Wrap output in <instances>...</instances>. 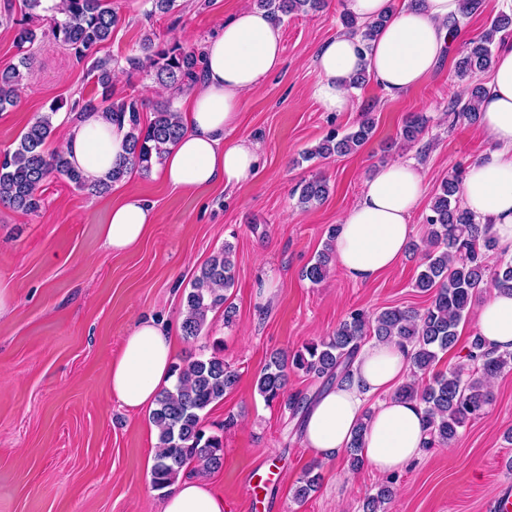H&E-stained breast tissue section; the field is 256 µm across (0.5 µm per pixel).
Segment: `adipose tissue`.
I'll return each instance as SVG.
<instances>
[{
    "instance_id": "obj_1",
    "label": "adipose tissue",
    "mask_w": 512,
    "mask_h": 512,
    "mask_svg": "<svg viewBox=\"0 0 512 512\" xmlns=\"http://www.w3.org/2000/svg\"><path fill=\"white\" fill-rule=\"evenodd\" d=\"M460 14V0H419L396 10L389 24L364 48L359 37L342 32L317 51L312 98L327 112L354 108L350 82L367 71L391 97L425 82L450 39L447 24ZM284 47L280 26L265 11L239 9L201 48V77L182 113L183 136L155 175L191 192L215 183L231 189L257 172L258 143L232 139L246 95L276 71ZM479 131L490 144L488 160L472 164L459 194L470 211L487 220L497 250L512 255V43L498 50L487 92L479 104ZM128 122L84 113L67 127L60 149L89 182L106 180L129 152ZM425 174L411 161L380 166L364 183L361 198L339 220L336 261L352 280L367 283L395 268L407 250L412 213L424 193ZM156 219L150 202L136 193L114 205L101 227L105 249L134 247ZM475 326L486 347L512 352V294L492 290L477 307ZM174 341L170 324L140 318L108 368L111 397L132 412L153 409L173 376ZM410 371L408 353L393 341H370L355 355L349 381L326 390L308 408L304 444L320 460H335L358 423L367 421L362 454L371 470L390 476L414 464L425 451L426 432L418 403L391 397ZM385 399L366 413L367 399ZM221 493L201 477L181 480L166 496L163 512H225Z\"/></svg>"
}]
</instances>
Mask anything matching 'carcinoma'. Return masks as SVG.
<instances>
[{"label": "carcinoma", "instance_id": "obj_1", "mask_svg": "<svg viewBox=\"0 0 512 512\" xmlns=\"http://www.w3.org/2000/svg\"><path fill=\"white\" fill-rule=\"evenodd\" d=\"M324 5L325 0H257L259 8L278 20L308 7ZM23 6L22 20L14 23L17 47L33 43L37 38V25L47 21L54 39L74 50L79 61L86 60L99 44L110 38L117 22L112 0H64L60 9L42 6V0H23ZM388 20L389 15L385 14L374 21L360 22L345 14L342 23L345 31L358 36L368 46ZM511 28L512 15L502 14L481 36L466 44L455 69L459 77L471 80V88L466 98L451 104L455 117L477 122L478 104L486 93V88L477 83V77L493 64L492 45L497 34ZM142 50L150 60L159 84L184 86L197 79L200 53L196 50L179 44L156 48L149 38L144 40ZM31 63L32 58L25 55L19 64L0 69V111L17 103L22 69L29 68ZM89 73L96 77L103 93L110 95V61L94 60ZM62 107L61 103L51 105L50 111L37 117L28 127L17 147L0 158V203L25 213H35L42 205L43 187L52 177H61L79 190H99L124 179L134 169L146 174L154 165L164 162L170 146L184 134L178 111L168 101L154 106V117L146 126L140 122L142 102L138 99L111 103L104 108L107 115L116 113L121 118H128L129 157L112 168L108 181L90 184L71 166L65 155L46 152L47 141L56 134L53 116ZM429 121L424 113L410 115L400 137L409 144L417 142ZM374 128L375 118L367 112L357 129L340 139L327 137L315 148L304 152L303 159H326L351 153L370 138ZM296 192L298 207L307 210L328 197L329 183L323 177H313L302 181ZM458 194V178L442 182L425 217L433 250L426 256L414 287L422 292H433L430 304L422 310L387 307L373 314L354 310L331 334L295 351L272 353L255 381V389L266 403H280L294 412L306 410L304 398L288 392V373L302 371L327 379L329 385L340 384L349 378L354 355L367 339L396 341L410 353L412 377L424 375L439 353L456 346L459 324L469 313L485 282H490L492 288L512 291V259L501 260L492 275H487L483 254L496 247L491 225L482 223L475 214L461 207ZM337 233L338 228L330 229L324 249L304 271L305 278L314 285L326 278L335 261ZM234 282L233 247L226 243L193 276L191 288L184 298L180 323L182 336L198 338L207 325L208 314L220 307L224 308V323H232L235 308L226 305L224 291ZM467 359V368L439 373L422 390L412 380L396 391V396L415 400L422 406L431 448L451 445L459 428L483 415L491 401L486 380L512 368V352L486 349L476 334L468 338ZM173 372L174 386L161 391L157 408L152 413V421L159 430V453L151 470L152 486L157 490L173 486L181 471L193 462L202 472L221 470L224 441L222 437L206 432L203 412L224 400V395L232 392L239 383L238 372L224 361L217 348L209 355L200 354L185 360L174 366ZM369 418L367 411L346 448L352 470L361 469L365 463L362 448ZM318 468L319 465L313 464L304 471L294 492L296 501H305L317 489L321 480ZM393 495L392 486L378 485L374 492L364 497L362 512H386V504Z\"/></svg>", "mask_w": 512, "mask_h": 512}]
</instances>
